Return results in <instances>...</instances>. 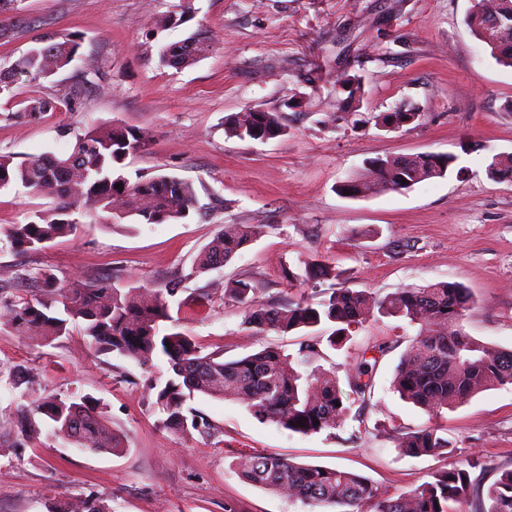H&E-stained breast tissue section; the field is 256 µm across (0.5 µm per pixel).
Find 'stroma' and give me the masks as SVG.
I'll return each mask as SVG.
<instances>
[{
	"mask_svg": "<svg viewBox=\"0 0 512 512\" xmlns=\"http://www.w3.org/2000/svg\"><path fill=\"white\" fill-rule=\"evenodd\" d=\"M472 0H19L0 14L10 26L0 62L37 40L66 33L82 57L55 75L18 84L0 96V153L24 161L67 150L76 133L116 122L144 131L146 148L128 157L125 174L191 180L198 204L176 223L82 224L77 235L40 250L0 245V282L31 296L25 273L48 269L65 285L119 282L146 290L181 288L171 297L175 324L162 332L191 336L205 351L231 359L265 346L297 353L314 342L316 364L347 382L363 352L377 349L372 388L356 401L360 421L302 435L256 419L241 403L194 394L186 408L205 417L210 434L163 427L153 409L156 379L168 366L146 367L95 350L79 327L50 344L0 325V512H61L90 500L107 512H321L259 489L230 467L242 453L338 467L371 479L380 492H409L432 473L480 461L487 479L512 468V386L482 392L433 416L402 401L392 381L401 354L418 332L407 321L375 316L352 340L331 349L321 333H258L226 287L249 281L267 306L319 301L329 281L305 277L317 260L344 273L354 291L385 296L438 281L460 283L473 296L466 331L512 348V179L492 180L493 155L512 154V68L497 63L464 18ZM184 14L161 30L154 17ZM207 32L212 51L182 70L160 66L161 45ZM104 67L86 72L85 60ZM361 77L359 107L336 108L334 76ZM80 98H73V90ZM49 97L56 111L29 121V99ZM402 106L424 120L389 131L374 115ZM248 108L281 113L287 135L242 141L225 131L226 116ZM453 154L445 177L364 199L338 186L366 160L386 155ZM52 198L0 188V229L52 209ZM227 224H260L264 232L221 269L197 272L201 250ZM91 395L119 454L59 438L47 418L23 437V407L40 398ZM441 427L448 454L409 457L398 433Z\"/></svg>",
	"mask_w": 512,
	"mask_h": 512,
	"instance_id": "obj_1",
	"label": "stroma"
}]
</instances>
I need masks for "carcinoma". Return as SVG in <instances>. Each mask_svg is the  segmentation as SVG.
Segmentation results:
<instances>
[{
  "label": "carcinoma",
  "instance_id": "obj_1",
  "mask_svg": "<svg viewBox=\"0 0 512 512\" xmlns=\"http://www.w3.org/2000/svg\"><path fill=\"white\" fill-rule=\"evenodd\" d=\"M465 23L473 36L501 65L512 67V0H475ZM80 42L72 34L52 36L37 42L17 60L0 65V95L15 85L47 78L79 58ZM211 50L199 36L165 44L158 50L163 66L183 69L198 62ZM336 93L344 102H356L364 85L355 75L336 77ZM57 109L51 98L28 101L20 116L30 121ZM410 110L383 112L375 116L382 128L401 129L421 119ZM228 134L241 140L268 141L288 134L278 112H237L225 119ZM147 136L140 130L114 123H94L75 135L64 153L41 154L21 162L0 154V188L20 185L36 194L54 198L57 205L35 214L25 224L6 231L11 248L37 249L53 239L76 231L79 217L106 219L114 226L133 218L140 224H164L187 218L195 209L197 195L191 181L171 175L130 181L123 173L128 157L145 147ZM457 162L453 154L419 153L377 157L340 185L353 198L368 197L382 188L409 190L424 181L444 177ZM490 179L512 174V155H495L485 168ZM123 185V189L115 185ZM263 233L258 224L227 227L199 255L198 268L219 269L253 244ZM40 296L20 297L4 306L6 321L21 336H39L51 343L78 325L96 350L115 353L140 363L158 355L172 376L155 383L154 408L165 415L163 424L178 433L208 434L211 424L193 412H184L188 394L201 393L216 399H238L255 418L302 435L317 434L341 426L350 417L351 401L366 396L371 388L369 361L362 359L350 382L341 387L336 374L313 369L301 372L297 365L311 362L316 347L308 344L293 357L266 347L237 359H224L223 352L204 354L183 333H160V324L172 320L167 297L176 295L177 285L167 295L144 298L136 289L114 283H89L64 288L47 270L33 275ZM249 282L231 283L230 294L245 308V324L259 331L282 334L303 332L323 323L335 326L328 337L331 346L350 339V329L377 312L420 324L414 341L400 357L393 379L399 397L428 413L452 410L474 396L512 385V349L494 348L464 332L462 324L472 302L465 288L440 281L419 288H402L382 298L348 288L331 287L318 302L300 299L280 308L255 304L249 298ZM47 417L54 431L91 450L122 452L123 440L114 434L96 402L82 396L74 399L47 396L24 410L26 424L34 416ZM450 448L436 428H426L398 438L397 450L418 457ZM231 466L251 484L271 492H283L313 505L338 512H461L454 507L470 503L472 512H512V468L498 471L486 483L484 474L474 477L469 468L451 467L431 476L416 489L385 495L367 478L322 465L300 464L272 455H251L231 461Z\"/></svg>",
  "mask_w": 512,
  "mask_h": 512
}]
</instances>
